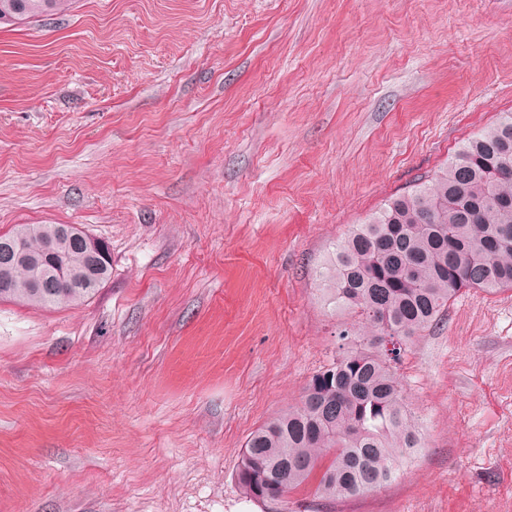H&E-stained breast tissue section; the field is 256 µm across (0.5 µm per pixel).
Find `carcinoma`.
Returning <instances> with one entry per match:
<instances>
[{
    "instance_id": "carcinoma-1",
    "label": "carcinoma",
    "mask_w": 512,
    "mask_h": 512,
    "mask_svg": "<svg viewBox=\"0 0 512 512\" xmlns=\"http://www.w3.org/2000/svg\"><path fill=\"white\" fill-rule=\"evenodd\" d=\"M73 0H0V25L68 12ZM512 112L464 142L445 170L387 200L366 224L336 242L320 272L336 305L359 310L363 347L317 373L300 402L251 433L235 473L242 490L277 500L320 472L316 494L345 499L394 480L422 439L394 370L403 345L431 327L464 288H512ZM53 224H19L0 241L34 255L55 250L59 265L41 286L15 267L0 301L79 306L111 276L112 264L86 273L75 240Z\"/></svg>"
}]
</instances>
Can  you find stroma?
Wrapping results in <instances>:
<instances>
[{"label":"stroma","instance_id":"stroma-1","mask_svg":"<svg viewBox=\"0 0 512 512\" xmlns=\"http://www.w3.org/2000/svg\"><path fill=\"white\" fill-rule=\"evenodd\" d=\"M512 112V0H75L0 28V234L76 224L82 305L0 302V512H512V290L396 365L383 487L245 495L250 433L348 347L320 270Z\"/></svg>","mask_w":512,"mask_h":512}]
</instances>
